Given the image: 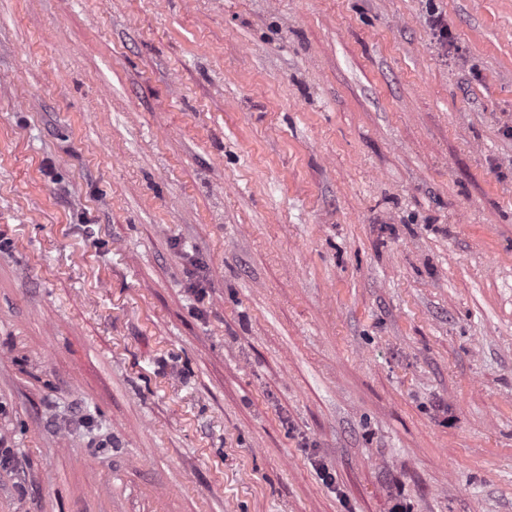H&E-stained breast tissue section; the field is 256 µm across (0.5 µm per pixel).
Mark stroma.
I'll return each instance as SVG.
<instances>
[{"label": "stroma", "instance_id": "35a3bbf8", "mask_svg": "<svg viewBox=\"0 0 512 512\" xmlns=\"http://www.w3.org/2000/svg\"><path fill=\"white\" fill-rule=\"evenodd\" d=\"M0 405V512H512V0H0Z\"/></svg>", "mask_w": 512, "mask_h": 512}]
</instances>
